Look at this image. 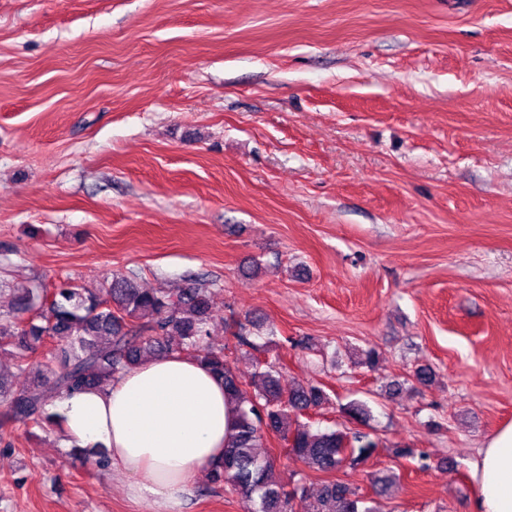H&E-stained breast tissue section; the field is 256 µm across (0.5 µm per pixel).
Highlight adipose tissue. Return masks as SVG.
Instances as JSON below:
<instances>
[{"mask_svg": "<svg viewBox=\"0 0 512 512\" xmlns=\"http://www.w3.org/2000/svg\"><path fill=\"white\" fill-rule=\"evenodd\" d=\"M70 439L107 451L129 481L126 492L177 512L198 474L224 456L231 408L224 385L192 356L143 361L107 386L54 401ZM473 512H512V424L490 435L473 465Z\"/></svg>", "mask_w": 512, "mask_h": 512, "instance_id": "adipose-tissue-1", "label": "adipose tissue"}]
</instances>
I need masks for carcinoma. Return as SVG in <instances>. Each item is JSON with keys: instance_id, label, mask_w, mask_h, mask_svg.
<instances>
[{"instance_id": "cac0c4a2", "label": "carcinoma", "mask_w": 512, "mask_h": 512, "mask_svg": "<svg viewBox=\"0 0 512 512\" xmlns=\"http://www.w3.org/2000/svg\"><path fill=\"white\" fill-rule=\"evenodd\" d=\"M210 333L208 290L194 284L146 291L132 278L114 274L98 295L60 281L49 301L37 289L20 288L10 314H0V347L12 348L24 371L48 337L62 336L66 345L45 364L49 380L10 396L8 414L16 422L39 424L55 398L120 377L144 361L146 352L186 353L224 382V397L233 405L232 433L224 458L209 466L210 482L254 502L255 512H302L306 501L305 488L286 490L274 460L256 453L267 430L291 442L288 453L321 473L355 468L373 455L377 443L366 433L321 431L300 422L298 416L327 401L326 393L313 385L284 389L278 360L256 363L263 389L244 397L228 353L205 344ZM308 512L372 509L345 483L327 481Z\"/></svg>"}]
</instances>
